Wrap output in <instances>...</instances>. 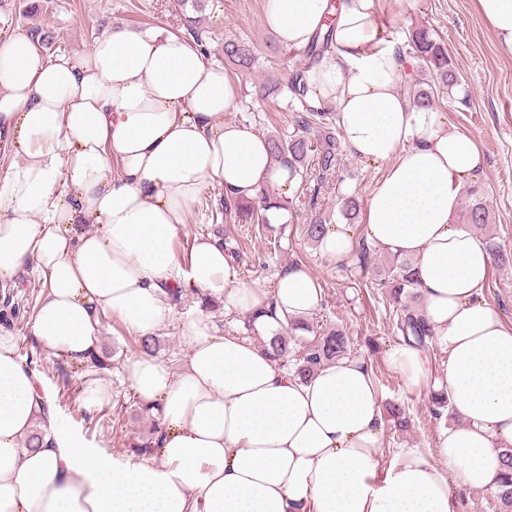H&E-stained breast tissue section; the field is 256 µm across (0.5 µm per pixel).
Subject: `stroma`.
I'll return each instance as SVG.
<instances>
[{"label": "stroma", "instance_id": "stroma-1", "mask_svg": "<svg viewBox=\"0 0 512 512\" xmlns=\"http://www.w3.org/2000/svg\"><path fill=\"white\" fill-rule=\"evenodd\" d=\"M262 0H209L201 14L209 32L211 61L223 63L224 42L250 39L257 49L253 69L229 70L238 93L235 114L262 134L293 131L299 118L277 83L291 74L296 60L288 47L278 42L264 25ZM377 21L391 44L403 47L411 27L424 24L444 41L455 66L462 94L440 90L438 109L449 122L471 135L486 157L487 166L477 181L495 214L493 226L499 241L512 252V51H506L481 16L477 0H377ZM130 27L146 24L177 30L181 16L174 0H0V38L27 31L38 24L53 32L55 43L49 57L73 56L90 49L94 40L111 24ZM335 167L324 175H311L307 183L294 184L286 223L263 225L253 232L236 262L243 280L272 281L286 265L302 262L319 281L324 298L310 321L318 331L344 327L351 352L363 357L379 376L378 389L385 402H400L410 408L408 430L386 422L382 437L384 459H392L403 448L436 452V438L443 428L430 413L424 390L408 386L389 365L388 354L400 340L394 331L388 300L367 287V272L358 263H339L323 256L304 240L301 227L318 215L331 223L341 221L340 200L355 196L366 203L381 180L384 164L352 156L338 145ZM236 230L233 214L221 205L196 209L178 242H191L201 233L231 234ZM485 298L512 326V264L492 266L483 290ZM32 319H19L13 332L19 355L30 356L33 366L58 359L62 372L41 375L51 393L56 416L84 443L109 456L132 452L133 445L150 425L142 415L139 400L127 386L113 384L110 405L95 413L81 403L77 385L85 369L67 357H54L32 334Z\"/></svg>", "mask_w": 512, "mask_h": 512}]
</instances>
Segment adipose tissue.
<instances>
[{
	"label": "adipose tissue",
	"mask_w": 512,
	"mask_h": 512,
	"mask_svg": "<svg viewBox=\"0 0 512 512\" xmlns=\"http://www.w3.org/2000/svg\"><path fill=\"white\" fill-rule=\"evenodd\" d=\"M263 21L292 50L330 32L335 52L308 71V102L334 104L351 154L386 165L364 232L414 262L442 370L405 341L389 362L458 417L437 437L443 465L413 448L383 460L382 399L362 357L304 381L262 345L221 334L206 310L219 301L225 317L251 316L268 336L322 301L303 266L269 288L242 281L209 234L194 237L188 261L176 254L206 189L233 202L293 184L267 138L233 118L223 66L155 25H112L76 58L45 57L21 32L0 40V144L16 159L0 176V282H42L34 335L87 366L82 402L95 412L112 402L100 362L113 322L160 335L175 322L169 291L184 283L200 308L178 324V363L124 362V383L161 411V442L157 455L121 459L58 423L0 326V512H453L449 473L470 489L497 486L512 447V327L483 295L485 241L455 221L482 152L442 112L410 101L375 0H263ZM39 427L44 445L28 451Z\"/></svg>",
	"instance_id": "obj_1"
}]
</instances>
